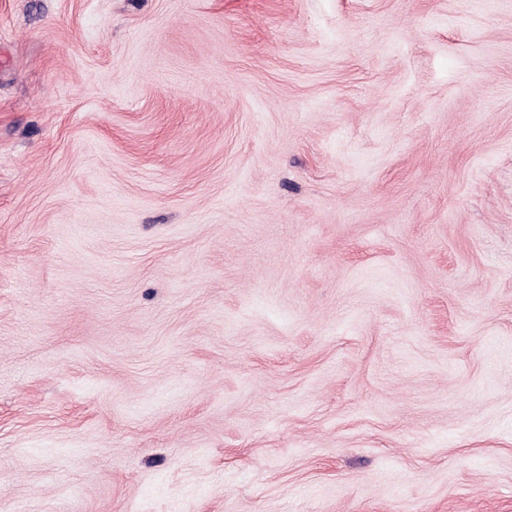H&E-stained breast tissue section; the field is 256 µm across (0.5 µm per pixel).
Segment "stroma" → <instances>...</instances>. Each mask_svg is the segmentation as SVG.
I'll return each mask as SVG.
<instances>
[{"label": "stroma", "mask_w": 512, "mask_h": 512, "mask_svg": "<svg viewBox=\"0 0 512 512\" xmlns=\"http://www.w3.org/2000/svg\"><path fill=\"white\" fill-rule=\"evenodd\" d=\"M0 512H512V0H0Z\"/></svg>", "instance_id": "obj_1"}]
</instances>
